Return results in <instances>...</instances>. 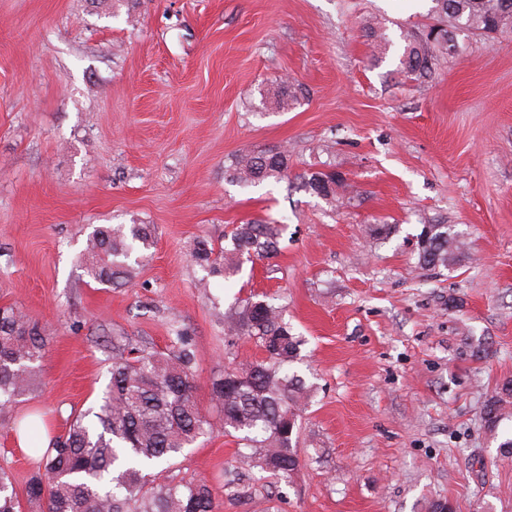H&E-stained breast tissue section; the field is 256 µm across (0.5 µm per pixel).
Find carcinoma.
Masks as SVG:
<instances>
[{
    "label": "carcinoma",
    "mask_w": 512,
    "mask_h": 512,
    "mask_svg": "<svg viewBox=\"0 0 512 512\" xmlns=\"http://www.w3.org/2000/svg\"><path fill=\"white\" fill-rule=\"evenodd\" d=\"M437 25L425 39L408 40L403 71L413 79L432 74L435 61L453 47L454 33L467 31L491 38L512 32V0H434ZM288 175V152L242 155L234 176L259 183ZM303 185L325 200L349 184L334 172H312ZM148 224H103L88 236L83 263L96 281L127 283L135 266L154 243ZM229 244L194 241L191 258L206 272L198 286L213 277L238 272L243 258L270 259L279 250L277 233L266 221L235 225ZM457 236L446 224H427L419 260L447 266L454 260ZM225 334L249 336L265 357L243 363L213 379V412L195 399L197 351L183 330L175 332L173 350H150L129 336L112 339L110 380L95 407L77 416L64 433L49 437L44 472L30 478L21 502L11 474L0 468V512H219L205 481L176 484L156 478L157 469L192 448L203 437L238 434L250 449L252 466L288 481L299 468V414L311 390L290 371L302 339L281 317L280 307L265 295L251 294L224 314ZM49 333L14 306H0V408L11 407L34 390ZM512 380L485 405L487 429L497 433L509 416Z\"/></svg>",
    "instance_id": "1"
}]
</instances>
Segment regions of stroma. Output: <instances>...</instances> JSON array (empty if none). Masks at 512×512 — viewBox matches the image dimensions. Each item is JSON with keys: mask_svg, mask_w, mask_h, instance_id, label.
<instances>
[{"mask_svg": "<svg viewBox=\"0 0 512 512\" xmlns=\"http://www.w3.org/2000/svg\"><path fill=\"white\" fill-rule=\"evenodd\" d=\"M433 16V0H0V305L50 333L34 392L0 412L17 493L105 387L108 339L166 351L187 332L206 407L225 368L263 356L221 313L264 292L304 340L301 465L278 480L216 433L170 480H206L220 512H512V417L494 436L482 418L512 379V32L456 33L407 79L404 38ZM274 148L287 178L234 181L238 156ZM329 170L355 200L302 188ZM250 221L276 224L279 254L200 292L192 241ZM100 224L156 227L129 284L80 263ZM426 224L457 233L450 266L420 262ZM33 410L46 430L19 446L9 425Z\"/></svg>", "mask_w": 512, "mask_h": 512, "instance_id": "obj_1", "label": "stroma"}]
</instances>
